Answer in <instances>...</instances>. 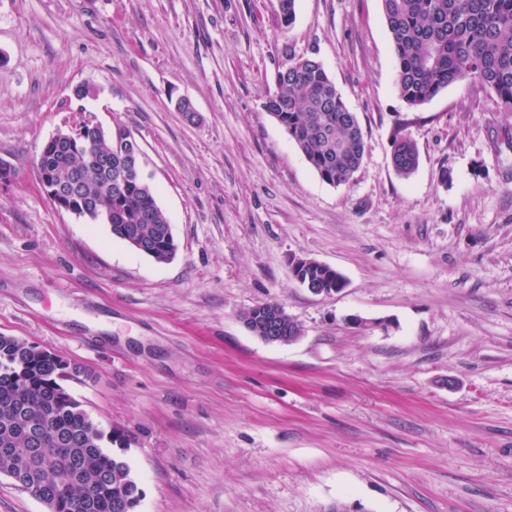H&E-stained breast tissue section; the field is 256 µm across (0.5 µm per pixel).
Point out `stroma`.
Listing matches in <instances>:
<instances>
[{"instance_id": "35a3bbf8", "label": "stroma", "mask_w": 512, "mask_h": 512, "mask_svg": "<svg viewBox=\"0 0 512 512\" xmlns=\"http://www.w3.org/2000/svg\"><path fill=\"white\" fill-rule=\"evenodd\" d=\"M290 50L360 121L348 184L265 109ZM396 72L381 0H296L287 30L275 0H0V334L81 368L62 385L129 436L137 512H512V114L468 80L409 106ZM78 107L141 145L169 262L41 192ZM273 301L297 341L244 322ZM418 150L414 142L406 137H397L392 143V164L401 177H409L418 165ZM296 276L303 284H309L311 288L320 294H336L337 288H343V277L335 269L326 266L316 260L302 258L295 264Z\"/></svg>"}]
</instances>
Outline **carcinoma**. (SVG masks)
Instances as JSON below:
<instances>
[{
    "label": "carcinoma",
    "instance_id": "carcinoma-1",
    "mask_svg": "<svg viewBox=\"0 0 512 512\" xmlns=\"http://www.w3.org/2000/svg\"><path fill=\"white\" fill-rule=\"evenodd\" d=\"M383 16L397 59L396 87L410 106L423 105L450 85L470 79L492 90L512 112V0H382ZM265 109L283 126L289 139L327 184L349 183L363 163L366 143L356 114L346 106L315 53H288V64L276 73L275 91ZM79 139L112 154L117 165L122 152L133 150L127 132L112 140L98 136L97 122L80 121ZM39 161L60 183L80 157L44 146ZM418 150L406 137L392 143L391 160L407 178L417 168ZM85 194L112 206V235L129 246L145 244L142 253L158 263L169 261L176 244L171 224L157 202L145 173L129 169L108 179L101 170L87 173ZM296 276L321 294L343 287L335 269L302 258ZM252 332L266 335L274 325L280 336H300L301 326L278 302L245 312ZM80 369L63 358H36L32 346L0 335V474L21 483L47 512H136L142 491L127 461L104 446V440L128 447L126 434L105 435L81 404L59 383ZM41 426L40 448H61L64 458L80 463L65 497L56 498L61 477L43 473L22 482L16 476L15 449L32 447L31 422Z\"/></svg>",
    "mask_w": 512,
    "mask_h": 512
}]
</instances>
